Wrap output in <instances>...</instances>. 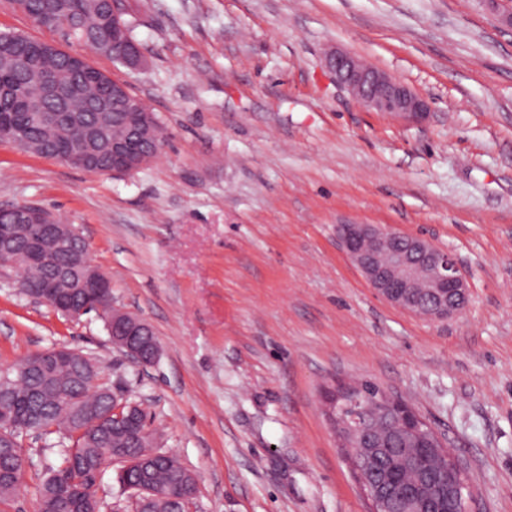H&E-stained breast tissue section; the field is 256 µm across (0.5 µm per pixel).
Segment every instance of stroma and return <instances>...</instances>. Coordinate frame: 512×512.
Wrapping results in <instances>:
<instances>
[{"mask_svg":"<svg viewBox=\"0 0 512 512\" xmlns=\"http://www.w3.org/2000/svg\"><path fill=\"white\" fill-rule=\"evenodd\" d=\"M129 69L36 25L16 31L124 82L158 116L138 170L92 173L0 142V208L74 225L112 300L160 345L138 367L95 315L64 318L0 274V371L66 345L142 403L158 450L198 481L189 512H368L324 412L327 390L400 394L467 466L472 512H512V27L493 0H126ZM343 49L424 97L426 119L336 84ZM381 224L449 251L470 285L430 321L376 296L336 239ZM61 435L0 512H37Z\"/></svg>","mask_w":512,"mask_h":512,"instance_id":"stroma-1","label":"stroma"}]
</instances>
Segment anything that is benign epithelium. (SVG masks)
Wrapping results in <instances>:
<instances>
[{
	"instance_id": "obj_1",
	"label": "benign epithelium",
	"mask_w": 512,
	"mask_h": 512,
	"mask_svg": "<svg viewBox=\"0 0 512 512\" xmlns=\"http://www.w3.org/2000/svg\"><path fill=\"white\" fill-rule=\"evenodd\" d=\"M327 66L335 74L336 81L359 103L376 112L417 121L428 115L425 100L413 89L361 63L346 51L330 53ZM40 82L30 111L39 125L50 132L56 125L57 116L42 108L41 99L52 95L65 100L76 95V88L59 85L50 69L45 71ZM138 134L139 119L135 117L126 138L112 142V158L130 161L132 141ZM78 236V230L71 224L62 221L40 223L32 205L17 208L14 223L0 224V239L26 242L29 265L55 274V278L41 281L39 292L32 295L33 299L45 304L57 299L59 279L71 282V296L101 293L109 288L110 279L93 264L87 251L74 257L73 268L80 270L81 275L73 279L69 270L58 268L54 254L44 249L46 238L66 240ZM338 241L370 288L396 308L439 321L461 314L469 304V282L455 258L425 238L400 234L380 224H341ZM106 326L112 344L123 350L133 364L146 367L158 360L159 345L155 342L146 345L142 341V331L147 327L143 320H130L122 314L110 315ZM365 419L364 428L340 424L351 459L364 457L370 460L374 463V472L381 464L389 473L415 468L418 448L407 447L405 437L419 430L426 421L412 407L399 398H389L380 392L365 407ZM462 471L464 467L456 459L454 469H440L398 494L385 489L382 481H371L366 471L359 472L358 479L380 512H391L396 507L404 512H427L432 502L439 512H470V494L458 480Z\"/></svg>"
}]
</instances>
